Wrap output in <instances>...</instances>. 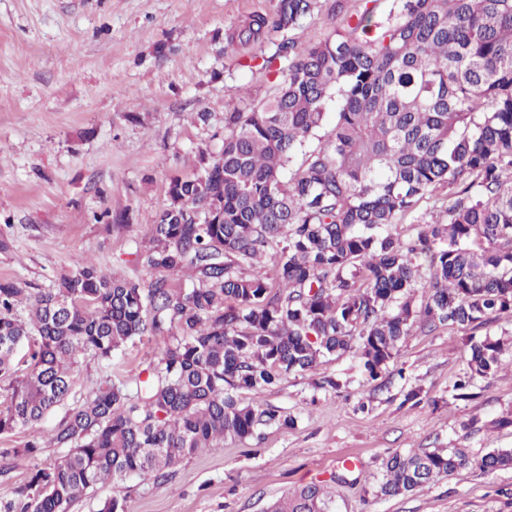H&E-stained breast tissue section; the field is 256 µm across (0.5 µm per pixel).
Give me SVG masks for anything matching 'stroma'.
Masks as SVG:
<instances>
[{
    "mask_svg": "<svg viewBox=\"0 0 512 512\" xmlns=\"http://www.w3.org/2000/svg\"><path fill=\"white\" fill-rule=\"evenodd\" d=\"M272 0H0V281L47 288L84 258L105 273L145 280L137 257L167 204L170 175H193L199 150L219 152L224 115L271 98L281 79L275 44L269 69L249 68L254 47L229 31ZM211 112L209 124L193 119ZM125 214L122 223L113 222ZM512 333V320L474 333L415 328L378 383L362 381L344 355L289 375L259 396L297 414L295 428L258 443L225 440L184 461L163 485L133 478L105 486L71 512H97L117 496L123 512H266L288 491L331 485L336 512H512V468L469 469L389 499L367 478L389 453L462 448L479 457L512 448V353L474 395L453 399L467 370L468 340ZM158 344L127 347L109 368L84 363L75 396L103 375L134 380ZM339 379L337 391L313 386ZM421 388L420 402L406 393ZM360 481L332 482L340 468Z\"/></svg>",
    "mask_w": 512,
    "mask_h": 512,
    "instance_id": "35a3bbf8",
    "label": "stroma"
}]
</instances>
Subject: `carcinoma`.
I'll return each instance as SVG.
<instances>
[{
    "label": "carcinoma",
    "mask_w": 512,
    "mask_h": 512,
    "mask_svg": "<svg viewBox=\"0 0 512 512\" xmlns=\"http://www.w3.org/2000/svg\"><path fill=\"white\" fill-rule=\"evenodd\" d=\"M316 0H274L229 35L278 44L275 94L224 113V143L192 176L169 178L168 204L138 254L144 282L80 259L47 289L0 282V434L29 428L73 395L88 361L106 366L145 338L161 346L134 382L104 375L47 438L0 448V476L33 466L0 512H70L107 482H170L224 440L262 438L297 416L250 402L288 375L344 354L384 374L417 327L476 330L512 317V0H377L343 12L301 54L291 34ZM334 122L324 128L325 111ZM448 194L441 197L439 191ZM441 197L428 223L421 201ZM408 220L420 230L402 237ZM267 258L274 274L256 270ZM191 285L176 287L172 276ZM30 344L25 372L16 362ZM512 340H471L453 399L493 376ZM512 467V448L476 460L462 448L392 452L377 495L413 492L460 469ZM270 512H335L317 485Z\"/></svg>",
    "instance_id": "carcinoma-1"
}]
</instances>
